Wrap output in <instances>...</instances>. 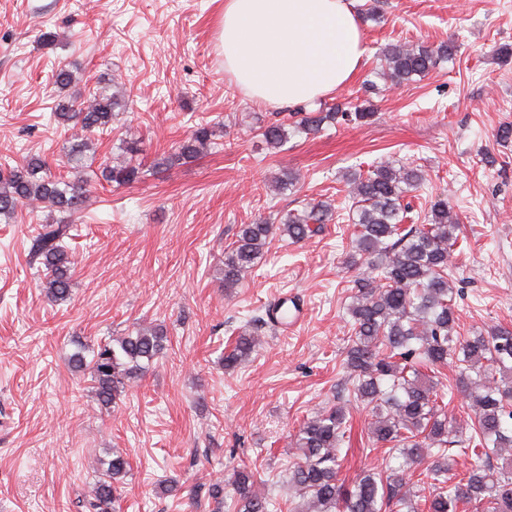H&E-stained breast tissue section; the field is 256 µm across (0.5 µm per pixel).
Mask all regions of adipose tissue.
I'll return each instance as SVG.
<instances>
[{
    "mask_svg": "<svg viewBox=\"0 0 512 512\" xmlns=\"http://www.w3.org/2000/svg\"><path fill=\"white\" fill-rule=\"evenodd\" d=\"M356 0H224V69L251 97L311 102L337 91L364 63Z\"/></svg>",
    "mask_w": 512,
    "mask_h": 512,
    "instance_id": "ef3b65f1",
    "label": "adipose tissue"
}]
</instances>
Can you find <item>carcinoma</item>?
<instances>
[{"mask_svg":"<svg viewBox=\"0 0 512 512\" xmlns=\"http://www.w3.org/2000/svg\"><path fill=\"white\" fill-rule=\"evenodd\" d=\"M454 51L450 43L435 48L391 44L382 51L381 76L401 85L426 75L438 61L452 58ZM52 79L61 91L74 83L73 72L65 66L57 67ZM121 107L122 101L108 93V87L99 86L87 104L78 95L63 97L53 118L67 128L104 132L111 128L112 112ZM373 115L362 104L352 110L339 105L302 107L261 128V136L277 150L292 131L311 135L325 124L365 123ZM211 136L206 126L194 129L164 161L198 157L210 147ZM139 174V167L129 161L101 171L104 181L118 185L137 181ZM423 180L421 169L396 161H381L347 178L356 213L350 260L366 265L369 274L356 281L351 296L345 364L356 401L371 414V447L389 446V454L400 463L367 469L346 484L339 473L349 411L340 404L323 407L304 418L291 438L295 453L288 463V484L296 500L289 512H459L461 507L466 512H512V384L506 381L512 372V329L461 336L449 266L458 240L457 215L448 199L439 196L431 202L426 223L404 224L409 210L404 197ZM33 201L61 214L40 225L29 254L39 264L48 300L65 302L73 271L65 240L78 231L74 215L84 207L85 190L45 170L38 158L20 167L0 168V216L9 218L19 204ZM334 218L331 205L321 202L290 211L277 224L242 225L237 241L224 254V287L240 283L274 236L298 242L318 234ZM166 341L162 328L139 327L92 349L79 345L72 363L87 375L99 405L108 408L147 372ZM259 345L254 332L242 330L224 353V370L235 369ZM450 362L459 365L456 390L470 399L466 420L457 424L448 420L447 393L438 380L440 369ZM423 368L429 372H421ZM454 443L462 445V454L474 457L461 476L448 459V446ZM494 456L502 458L496 470L490 465ZM105 465L104 477L84 502L86 512H119V489L129 462L115 451ZM419 468L431 479L422 504L411 485ZM263 484L246 464L234 472L236 512L280 508L276 498L261 491ZM198 488L207 489L212 512H224V481L200 483Z\"/></svg>","mask_w":512,"mask_h":512,"instance_id":"obj_1","label":"carcinoma"}]
</instances>
